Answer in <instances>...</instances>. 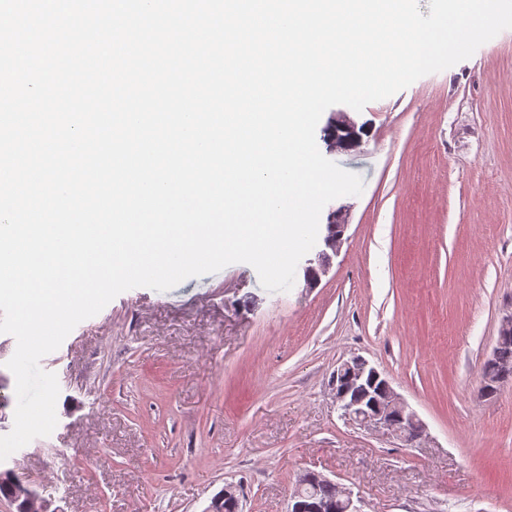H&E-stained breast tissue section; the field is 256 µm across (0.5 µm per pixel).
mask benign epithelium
Segmentation results:
<instances>
[{
  "mask_svg": "<svg viewBox=\"0 0 512 512\" xmlns=\"http://www.w3.org/2000/svg\"><path fill=\"white\" fill-rule=\"evenodd\" d=\"M324 140L331 148L351 151L362 142L355 123L343 112H333L324 128ZM333 224L348 225L346 209L343 206L331 207L319 237L314 256L306 259L305 270H315L321 274L330 266L343 238V233L331 229ZM339 371L356 380L363 391V398L353 399L355 390L346 386L332 384L333 401L338 408H345L343 416L347 422L368 430H378L390 434L410 445L425 436V424L417 413L392 388L383 373L369 361L354 356L338 367ZM11 488L9 501L20 512H59L51 508V502L43 499L28 483L19 480L11 469L0 473ZM325 506L297 493L292 496L290 512H324Z\"/></svg>",
  "mask_w": 512,
  "mask_h": 512,
  "instance_id": "benign-epithelium-1",
  "label": "benign epithelium"
}]
</instances>
